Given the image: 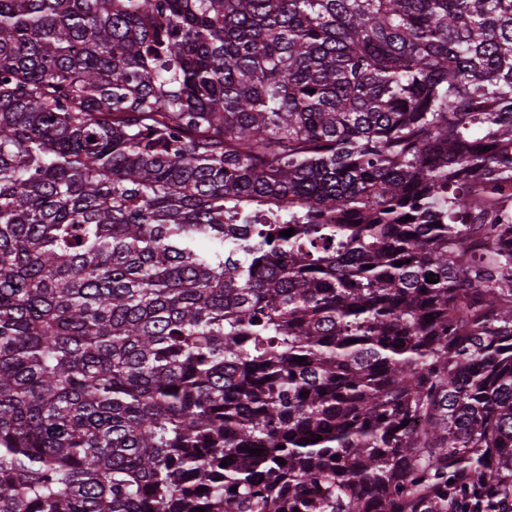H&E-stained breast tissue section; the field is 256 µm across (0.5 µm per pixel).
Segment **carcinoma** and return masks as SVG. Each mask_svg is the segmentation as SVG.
<instances>
[{"label": "carcinoma", "mask_w": 512, "mask_h": 512, "mask_svg": "<svg viewBox=\"0 0 512 512\" xmlns=\"http://www.w3.org/2000/svg\"><path fill=\"white\" fill-rule=\"evenodd\" d=\"M196 508L512 512V0H0V512Z\"/></svg>", "instance_id": "cac0c4a2"}]
</instances>
